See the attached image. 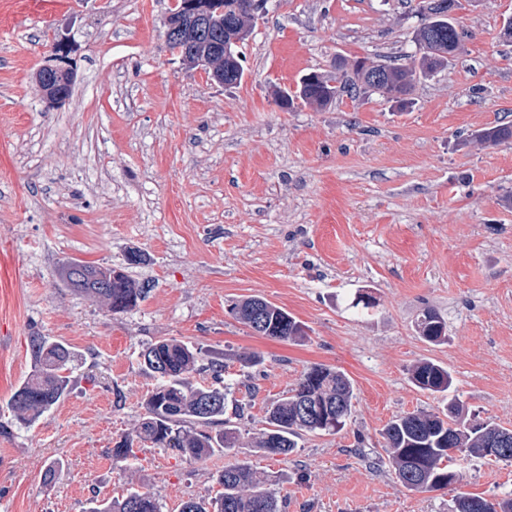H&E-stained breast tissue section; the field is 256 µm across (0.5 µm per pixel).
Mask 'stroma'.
<instances>
[{
  "mask_svg": "<svg viewBox=\"0 0 512 512\" xmlns=\"http://www.w3.org/2000/svg\"><path fill=\"white\" fill-rule=\"evenodd\" d=\"M168 6L0 0V512H87L134 490L179 512L236 464L272 474L287 512H452L454 489L407 491L377 459L390 420L442 407L409 379L422 359L448 368L469 419L512 429V141L472 139L512 123V0H463V52L417 78L405 108L377 93L325 109L277 97L340 60H418L420 0H266L233 87L170 54ZM60 36L75 78L51 104L36 74ZM73 260L126 268L146 299L109 312L65 285ZM362 292L373 307H352ZM251 296L288 310L305 339L228 313ZM427 308L446 341L418 335ZM35 333L77 358L68 395L26 426L7 402ZM164 339L223 362L240 445L194 463L137 442L115 466L160 382L140 354ZM315 365L354 384L344 429L303 434L286 456L251 448L267 407ZM464 473L467 492L512 494V463L471 459Z\"/></svg>",
  "mask_w": 512,
  "mask_h": 512,
  "instance_id": "35a3bbf8",
  "label": "stroma"
}]
</instances>
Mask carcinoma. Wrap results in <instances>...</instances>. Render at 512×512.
<instances>
[{"mask_svg": "<svg viewBox=\"0 0 512 512\" xmlns=\"http://www.w3.org/2000/svg\"><path fill=\"white\" fill-rule=\"evenodd\" d=\"M460 32L455 19L439 24L438 33L421 29L416 40L423 50L420 68L408 65L378 64L366 76L376 80V92L395 99L413 88L417 72L434 73L452 53ZM213 41H224V16H212L194 49L202 52ZM303 103L325 107L333 100L323 95L315 81L305 86ZM482 145H499L512 140V125L502 124L482 129L474 135ZM67 280L91 295L114 314L126 313L138 306L147 288L121 268L71 262ZM232 315L261 336L295 341L305 336V327L284 307L264 298L251 297L234 303ZM417 332L424 340L439 343L446 337L445 322L431 309L417 321ZM33 366L12 393L8 408L15 419L31 424L64 398L70 388V363L74 352L67 345L46 336L28 340ZM146 370L159 375L161 383L148 395L145 413L133 434L141 442L168 448L191 461H201L217 448H234L238 429L225 418L228 407L240 414L236 401H228L224 386V364L207 366L212 382L195 385L190 377L202 370L199 352L177 340H163L149 345L141 354ZM412 383L423 391L445 393L452 387V377L445 367L421 360L410 368ZM354 387L340 370L315 365L301 376L295 388L273 402L266 410V424L254 438L253 447L269 455H288L298 447L304 432L335 433L351 415ZM325 404L333 408L334 424L325 426L301 413L304 403ZM384 451L397 480L409 491L430 492L457 489L454 512H512V496L490 501L462 490L464 472L451 464V452L463 458L512 462V430L485 423L472 429L463 420V406L458 399L448 400L442 412H417L391 420L383 431ZM223 488L219 494L181 504L180 512H282L284 505L271 491L272 478L246 464L224 469L218 477ZM161 506L150 491H132L120 500H102L87 512H160Z\"/></svg>", "mask_w": 512, "mask_h": 512, "instance_id": "obj_1", "label": "carcinoma"}]
</instances>
